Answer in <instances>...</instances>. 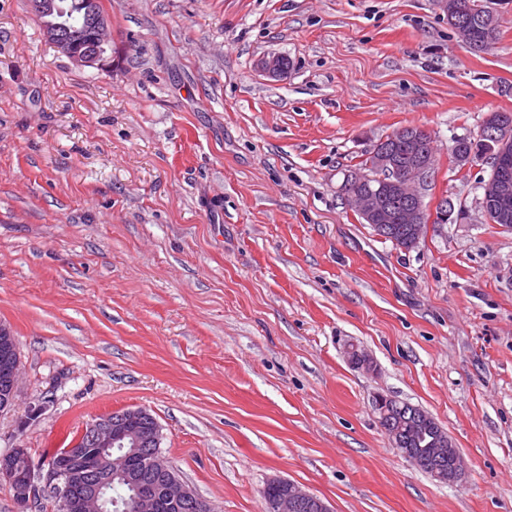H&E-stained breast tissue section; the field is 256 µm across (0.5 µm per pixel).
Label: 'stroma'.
<instances>
[{
	"mask_svg": "<svg viewBox=\"0 0 512 512\" xmlns=\"http://www.w3.org/2000/svg\"><path fill=\"white\" fill-rule=\"evenodd\" d=\"M492 2L475 52L436 0H101L112 57L92 68L0 0V325L21 371L0 455L44 472L91 418L143 406L216 512H263L275 478L332 512H512V231L482 218L487 166L450 152L512 113V0ZM406 126L433 138L427 212L459 208L408 251L342 190ZM381 393L448 434L457 482L397 451Z\"/></svg>",
	"mask_w": 512,
	"mask_h": 512,
	"instance_id": "1",
	"label": "stroma"
}]
</instances>
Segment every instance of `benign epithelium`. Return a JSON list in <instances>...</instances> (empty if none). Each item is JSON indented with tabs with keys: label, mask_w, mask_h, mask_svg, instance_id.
I'll use <instances>...</instances> for the list:
<instances>
[{
	"label": "benign epithelium",
	"mask_w": 512,
	"mask_h": 512,
	"mask_svg": "<svg viewBox=\"0 0 512 512\" xmlns=\"http://www.w3.org/2000/svg\"><path fill=\"white\" fill-rule=\"evenodd\" d=\"M443 2L448 15L454 18L474 13L475 6L463 0ZM89 23L96 45L110 42L106 22L95 17ZM83 38L84 31H70L56 37L54 46L81 66L103 64L99 51L80 48ZM261 66L270 77L287 73L284 57L280 55L263 60ZM480 136L483 143L489 146L498 143L500 149L483 152L473 148L461 155V160L476 154L482 163L491 167L489 186L495 206L482 204L483 220L512 230V213L507 207L512 197V153L507 149V144L512 142V114L487 113ZM431 140L430 132L421 127L406 139L399 152L382 149L380 143H375L371 148L375 173L354 172L347 195L352 208L379 231L394 222L412 225L413 235L407 240L411 249L418 244L426 224H446L454 211L446 198L437 204L435 216H428L425 210L419 187L434 167L428 151ZM18 377L17 341L10 331L0 329V412L14 405ZM161 441L162 429L156 418L144 407L129 406L88 421L74 444L50 460L45 473L36 475L27 450L15 448L0 458V475L8 479L21 512H26L35 498L38 478L52 489L62 512H104V493L114 473L136 486L135 492L121 502L130 512H162L165 507L173 512H214L207 500L181 480L163 454ZM137 454L149 458L154 472L163 481L167 496L160 495L157 487L133 479V457ZM272 483L288 486V493L280 504L281 512H331L326 503L292 481L279 478Z\"/></svg>",
	"instance_id": "1"
}]
</instances>
